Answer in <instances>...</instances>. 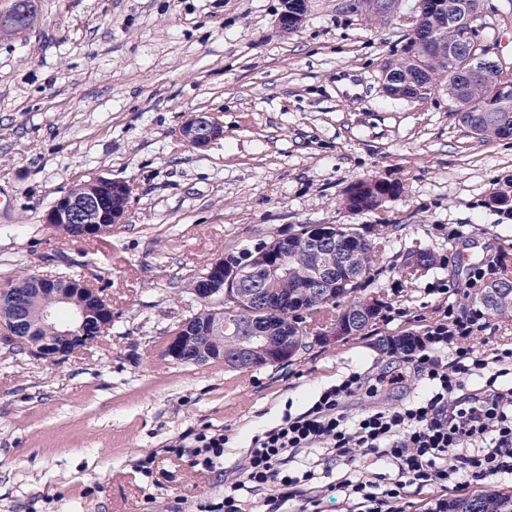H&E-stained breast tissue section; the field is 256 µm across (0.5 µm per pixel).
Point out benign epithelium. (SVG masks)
<instances>
[{
	"label": "benign epithelium",
	"instance_id": "obj_1",
	"mask_svg": "<svg viewBox=\"0 0 512 512\" xmlns=\"http://www.w3.org/2000/svg\"><path fill=\"white\" fill-rule=\"evenodd\" d=\"M33 8L32 3L23 8L14 3L7 13H0V38L21 35L25 23L22 14ZM460 8L462 12L450 13L446 4L438 2L434 6L440 22L459 28V42L443 52L444 62L449 64L450 70L457 76L460 84L496 73L493 96L476 108H462L460 113L497 112L501 108V101L512 98V75L503 71L504 60L496 51L497 43L490 37L491 24L487 17L491 11L487 7V0H477V3L469 5L462 4ZM426 11V0H418V15L413 20L403 44V48L416 56L424 52L425 45L433 43L432 32L423 25ZM303 19L304 16L289 11V4L286 3L278 17V26L283 33L288 34L300 26ZM382 86L386 93L395 89L404 91V98L407 100H417L435 91L433 87L420 90L411 80L401 84L387 69L383 70ZM180 133L182 139L191 146L203 150L212 141L224 136V128L210 113L196 112L186 119ZM388 183L389 179L377 176L353 181L345 192L342 208L352 215L359 214L360 210L352 207L351 201L384 188ZM131 195L132 186L129 182L99 175L58 198L46 212L44 221L56 231L62 224H74L79 237L101 238L105 236L103 223H125ZM308 231L307 242L315 258V264L307 287L317 290L330 288L336 281L339 271L357 270L358 252L351 246L342 245L344 239L338 235L337 226L326 224L310 227ZM296 236L295 232L288 233L262 250L261 268L267 276L288 277L287 256ZM242 279L240 267L226 263L222 259L214 262L202 275L203 288L200 289L199 300L214 307L210 329L226 334V338L235 342V346L231 350L218 346L197 359L196 363L212 359L236 365L263 366L286 362L296 353L297 347L288 337L273 338L253 324L245 326L240 331L229 330L228 324L224 323V302L228 296L224 286L238 285ZM70 294L72 290L69 289L67 294L60 296V301L68 304L66 315H61L57 308L43 310L42 318L55 322L57 330L53 336L37 338L36 357L64 355L68 341L91 318L98 321L101 329H106L112 324V305L94 286H89V292L83 293L85 300L79 306H71ZM353 325L354 315L349 313L345 318L337 320L331 330L316 337V341L325 343L350 335ZM204 334L205 328L190 318L184 320L173 332L166 346L167 356L176 361L184 360L183 351Z\"/></svg>",
	"mask_w": 512,
	"mask_h": 512
}]
</instances>
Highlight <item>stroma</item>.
<instances>
[{"label":"stroma","instance_id":"stroma-1","mask_svg":"<svg viewBox=\"0 0 512 512\" xmlns=\"http://www.w3.org/2000/svg\"><path fill=\"white\" fill-rule=\"evenodd\" d=\"M416 5L372 20L351 0H306L284 35L282 0H36L26 33L0 38V289L68 272L112 302L111 329L61 359L17 350L0 326V512H207L285 413L399 361L378 339L476 308L468 248L493 277L512 273V215L487 204L512 196V138L470 134L445 90L382 89ZM195 112L224 127L204 150L179 134ZM98 175L132 185L126 223L98 239L48 228L52 203ZM373 176L402 196L345 213L348 185ZM301 224L370 225L382 248L363 293L383 302L371 327L255 369L165 357L201 309L190 281ZM419 248L436 264L401 277ZM207 432L228 439L215 473L175 454ZM150 454L147 478L136 464ZM347 470L322 473L288 512H349ZM382 86L386 94L390 93L394 89H400V91L404 90L405 94L403 95V97L404 99L407 100H417L420 99L421 97H426L427 95H430L433 91L436 90V88L434 87L427 89H419L417 84L411 80L400 84L390 73L389 69H385V67L382 74ZM418 89L420 90V92H418V94L416 95L415 91H417Z\"/></svg>","mask_w":512,"mask_h":512}]
</instances>
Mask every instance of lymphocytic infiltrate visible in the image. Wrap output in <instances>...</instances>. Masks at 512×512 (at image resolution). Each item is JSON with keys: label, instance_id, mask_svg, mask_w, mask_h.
<instances>
[{"label": "lymphocytic infiltrate", "instance_id": "1", "mask_svg": "<svg viewBox=\"0 0 512 512\" xmlns=\"http://www.w3.org/2000/svg\"><path fill=\"white\" fill-rule=\"evenodd\" d=\"M480 311L458 315L429 326L419 341L412 367L395 366L375 377L353 372L324 389L310 408L285 415L282 422L255 439L239 468V477L224 488V512H244V498L259 495L266 512H282L300 496L314 471L297 473L292 463L304 448H319L329 461L370 456L393 466L397 478L380 488L378 475L358 471L350 484L363 512H403L405 487L455 486L512 476V387L488 380L479 389L472 376L488 365L512 366V347L484 358L472 344ZM424 380L417 400L399 406H378L379 392L402 387L409 376ZM368 401L363 413H348L349 398Z\"/></svg>", "mask_w": 512, "mask_h": 512}]
</instances>
